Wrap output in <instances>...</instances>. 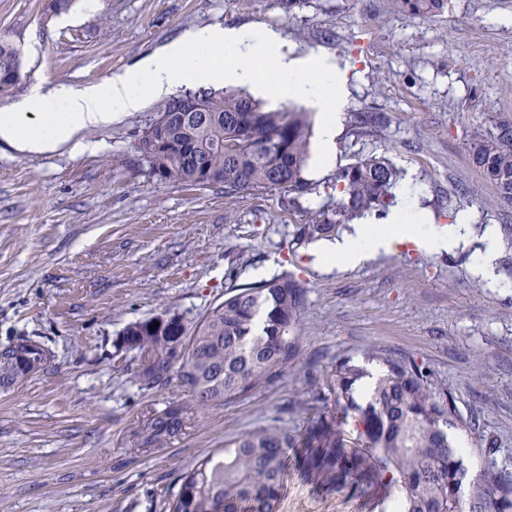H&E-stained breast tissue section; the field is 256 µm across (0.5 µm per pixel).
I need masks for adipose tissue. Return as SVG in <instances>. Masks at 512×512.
<instances>
[{
  "instance_id": "adipose-tissue-1",
  "label": "adipose tissue",
  "mask_w": 512,
  "mask_h": 512,
  "mask_svg": "<svg viewBox=\"0 0 512 512\" xmlns=\"http://www.w3.org/2000/svg\"><path fill=\"white\" fill-rule=\"evenodd\" d=\"M227 47L233 49V58L224 57ZM215 77L247 86L264 98L292 95L319 112V150L312 170L318 173L331 165L348 94L345 75L327 57H290L282 35L271 28L189 31L162 50L144 56L135 67L112 73L102 85L77 88L61 84L47 92L33 87L25 98L0 114V142L30 153L51 152L77 144L83 131L111 125L121 115L139 111L147 100L170 96L180 87ZM415 208L409 194H398L394 218L385 229L371 223L355 225L349 236L319 246L314 252L316 263L356 266L392 252L406 238L414 239L420 249L430 253L459 245V229L423 225L414 229L404 224L405 214Z\"/></svg>"
}]
</instances>
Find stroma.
Returning <instances> with one entry per match:
<instances>
[{"mask_svg":"<svg viewBox=\"0 0 512 512\" xmlns=\"http://www.w3.org/2000/svg\"><path fill=\"white\" fill-rule=\"evenodd\" d=\"M0 0V36L21 51L22 77L0 113L34 86L104 83L181 34L218 25L277 29L295 58L326 56L349 96L333 170L291 208L277 190L226 196L152 176L139 136L162 107L148 102L82 133L84 147L42 154L0 143V347L20 339L45 367L0 390V512H163L179 475L250 428L297 431L331 394L316 395L337 357L370 351L415 361L448 386L471 470L493 434L512 462V279L475 271L486 235L512 226V204L472 166V131L512 118V0H450L427 19L388 0ZM384 115L355 133V113ZM390 158L431 221L466 227V242L429 253L406 242L355 267L315 264L301 224L335 220L337 168L358 153ZM283 274L305 301L294 329L300 357L282 378L235 403L190 410L160 448H140L141 424L177 383L144 390L139 359L118 337L166 312L197 320L232 287ZM279 512H390L289 465Z\"/></svg>","mask_w":512,"mask_h":512,"instance_id":"stroma-1","label":"stroma"}]
</instances>
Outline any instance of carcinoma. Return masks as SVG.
<instances>
[{"mask_svg":"<svg viewBox=\"0 0 512 512\" xmlns=\"http://www.w3.org/2000/svg\"><path fill=\"white\" fill-rule=\"evenodd\" d=\"M392 9L434 18L448 10V0H390ZM21 77L18 48L0 37V99L11 96ZM198 104L185 122L163 139L156 122L139 138V150L151 173L162 182L213 185L233 196L248 190L278 189L292 194L288 203L314 191L303 177L308 159L309 122L301 110L273 111L240 91L210 88L184 94ZM473 166L512 201V120L501 119L468 143ZM399 171L383 156L358 155L336 173L345 193L339 215L349 221L395 204L392 189ZM332 221L304 224L299 234L313 242L331 237ZM304 305V288L294 276L238 286L197 321L179 322V340L167 329L150 330L152 319L128 324L121 337L131 349L154 358L140 368L141 388H163L171 381L199 410L219 408L276 382L298 358L291 332ZM4 350L0 381L24 377ZM384 366L368 394L360 386L366 369L350 357H338L326 380L334 396L331 410L315 413L305 428L291 434L275 423L249 429L200 459L178 478L179 487L165 512H279L284 475L293 449L299 466L318 482L364 501L393 502V512H512V474L499 463L497 442L484 439L485 461L470 473L463 449L449 430L459 415L450 389L413 361L369 354ZM188 408L178 402L147 419L137 432L141 448H158L182 430ZM356 425L355 437L346 431Z\"/></svg>","mask_w":512,"mask_h":512,"instance_id":"cac0c4a2","label":"carcinoma"}]
</instances>
